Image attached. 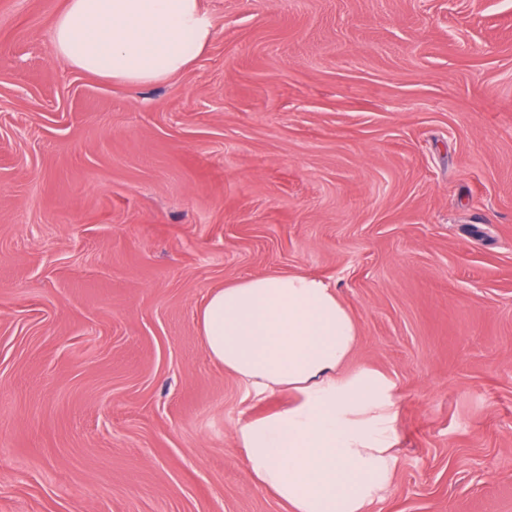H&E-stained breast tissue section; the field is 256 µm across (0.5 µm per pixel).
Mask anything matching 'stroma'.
<instances>
[{"mask_svg": "<svg viewBox=\"0 0 512 512\" xmlns=\"http://www.w3.org/2000/svg\"><path fill=\"white\" fill-rule=\"evenodd\" d=\"M207 51L130 86L0 0V512H285L239 424L287 406L196 320L317 276L395 386L372 512H512V0H200Z\"/></svg>", "mask_w": 512, "mask_h": 512, "instance_id": "stroma-1", "label": "stroma"}]
</instances>
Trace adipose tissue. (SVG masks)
I'll return each instance as SVG.
<instances>
[{"instance_id": "obj_1", "label": "adipose tissue", "mask_w": 512, "mask_h": 512, "mask_svg": "<svg viewBox=\"0 0 512 512\" xmlns=\"http://www.w3.org/2000/svg\"><path fill=\"white\" fill-rule=\"evenodd\" d=\"M200 0H67L53 56L133 86L183 72L209 46ZM212 360L290 405L237 432L252 482L287 512H370L395 466L393 386L379 373L343 374L358 326L336 291L308 274L254 276L212 292L198 313Z\"/></svg>"}]
</instances>
